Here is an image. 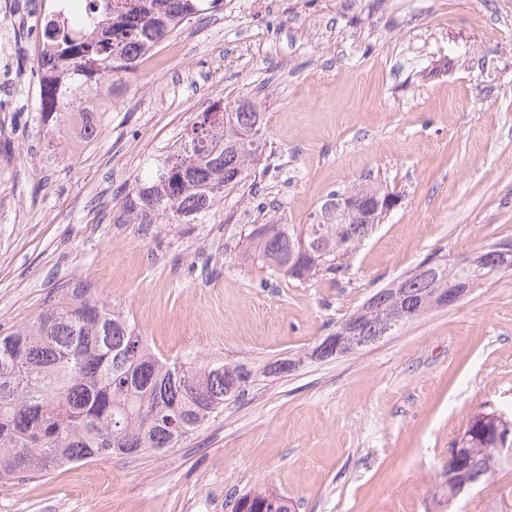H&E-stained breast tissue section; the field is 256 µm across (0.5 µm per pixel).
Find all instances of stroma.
I'll return each instance as SVG.
<instances>
[{
  "label": "stroma",
  "instance_id": "stroma-1",
  "mask_svg": "<svg viewBox=\"0 0 512 512\" xmlns=\"http://www.w3.org/2000/svg\"><path fill=\"white\" fill-rule=\"evenodd\" d=\"M131 74L102 134L46 139L25 31L0 112V328L70 288L169 360L257 364L311 350L424 260L512 240V0H220ZM263 102L266 170L192 224L122 220L120 197L207 101ZM398 197L336 273L244 260L254 224H313L364 180ZM512 416V272L358 353L251 387L177 447L0 480V512H435L474 414ZM458 512H512V468Z\"/></svg>",
  "mask_w": 512,
  "mask_h": 512
}]
</instances>
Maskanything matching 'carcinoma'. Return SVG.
Here are the masks:
<instances>
[{
	"label": "carcinoma",
	"instance_id": "1",
	"mask_svg": "<svg viewBox=\"0 0 512 512\" xmlns=\"http://www.w3.org/2000/svg\"><path fill=\"white\" fill-rule=\"evenodd\" d=\"M216 0H90L91 16L55 10L42 17L37 112L43 129L68 123L72 104L91 102L105 84L117 90L138 59L163 38L207 13ZM265 112L248 97L219 98L195 113L190 131L162 160L147 163L131 183L121 209L139 224L165 214L191 224L210 213L224 192L245 185L263 161ZM385 216L348 221L355 237L339 245L338 224H253L255 244L245 257L293 280H306L360 242ZM323 244L326 261L299 256L300 242ZM432 278L466 277L446 262ZM512 272V253L491 261L476 284ZM270 363L241 364L158 357L127 317L71 288L31 321L0 334V479L81 463L95 457L144 454L175 447L224 404L245 395L261 377L288 373ZM493 412L475 415L460 439L481 458L492 456ZM268 491L240 497L235 512H269Z\"/></svg>",
	"mask_w": 512,
	"mask_h": 512
}]
</instances>
